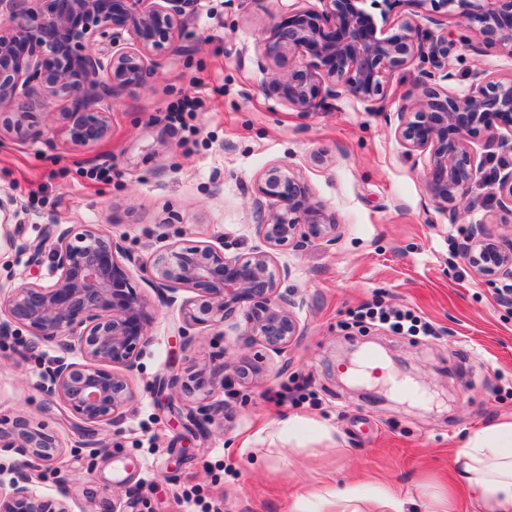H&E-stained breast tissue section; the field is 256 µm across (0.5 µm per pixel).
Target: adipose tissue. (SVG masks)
Segmentation results:
<instances>
[{
	"instance_id": "adipose-tissue-1",
	"label": "adipose tissue",
	"mask_w": 512,
	"mask_h": 512,
	"mask_svg": "<svg viewBox=\"0 0 512 512\" xmlns=\"http://www.w3.org/2000/svg\"><path fill=\"white\" fill-rule=\"evenodd\" d=\"M458 454L464 460L461 476L479 512H512V422L485 427L467 437ZM407 497L389 487L364 494L348 486L309 493L294 512L316 505L319 512H405Z\"/></svg>"
}]
</instances>
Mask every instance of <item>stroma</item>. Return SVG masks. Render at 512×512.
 <instances>
[{
    "mask_svg": "<svg viewBox=\"0 0 512 512\" xmlns=\"http://www.w3.org/2000/svg\"><path fill=\"white\" fill-rule=\"evenodd\" d=\"M281 10L280 0H196L177 50L154 58L149 83L112 97V131L98 143L0 132V196L15 201L0 224V289L48 280L49 253L34 264L31 249L75 224L125 236L144 259L179 244L232 254L260 247L252 201L274 163L299 171L342 226L336 246L276 256L301 329L285 352L235 347L225 327L195 328L184 349L179 304L198 293L181 289L129 375L135 400L103 428L76 431L43 391L56 348L31 347L24 329L0 340V418L25 414L62 441V459L35 486L54 496L69 484L71 512H91L86 487L138 497L140 512H292L327 475L338 487L411 492L427 483L453 495L458 512H473L455 479L456 452L472 431L512 420V300L475 278L457 248L478 221L507 235L491 186L474 187L478 206L455 224L428 205L427 158L395 136L397 111L421 93L417 63L392 74L380 111L344 96L298 112L269 95L273 74L256 56ZM466 28L454 13L436 28L454 41L442 91L467 90L479 66L512 74L511 57L475 53L474 35L461 41ZM187 97L194 111L169 121ZM320 152L328 164L314 163ZM366 306L412 310L435 333L357 322ZM230 352L261 361L264 377L215 393L222 429L177 422L159 383ZM368 353L385 376L363 371ZM101 439L108 447L98 454Z\"/></svg>",
    "mask_w": 512,
    "mask_h": 512,
    "instance_id": "35a3bbf8",
    "label": "stroma"
}]
</instances>
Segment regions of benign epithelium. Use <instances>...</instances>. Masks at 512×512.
Masks as SVG:
<instances>
[{
  "instance_id": "obj_1",
  "label": "benign epithelium",
  "mask_w": 512,
  "mask_h": 512,
  "mask_svg": "<svg viewBox=\"0 0 512 512\" xmlns=\"http://www.w3.org/2000/svg\"><path fill=\"white\" fill-rule=\"evenodd\" d=\"M0 0V127L22 141L47 132L42 115L51 100L63 101L56 120L76 147L108 137L111 112L99 104L118 91L142 87L152 77V57L175 49L193 0ZM294 0L288 16L271 26L257 65L267 68L286 57H303L275 77L268 91L297 112H317L347 94L372 110L383 108L389 76L408 62L421 63L423 93L396 113L395 133L408 152L427 156L425 193L435 209L455 224L475 208L473 186L487 159L472 147L484 138L512 144V74L486 68L472 74L463 94L441 93L429 81L448 71V39L410 18L404 34L383 36L358 3L318 0L305 7ZM457 13L476 31L479 45L512 58V0H414ZM494 187L500 223H512V163L501 159L487 179ZM254 230L264 248L227 254L211 245L169 247L147 265L122 237L104 235L94 224L58 232L51 248L53 280L23 282L0 289V335L26 328L52 343L64 356L48 370L46 391L81 422L92 427L121 417L134 398L126 372L137 367L151 343L149 329L157 308L130 285L131 268L148 275L160 301L176 302L181 288L201 298L181 305L184 347L187 329L233 322L237 341L281 353L300 334L295 295L282 289L288 269L274 265V252L334 246L341 236L335 213L316 198L299 174L273 164L262 174L253 200ZM459 249L470 271L494 287L512 282V242L505 244L479 222L469 225ZM79 354L83 362L67 355ZM264 368L233 358L209 369H190L175 378L189 397L192 420L212 419L222 405L218 390L257 381ZM63 448L43 424L25 416L0 418V453H13V477L0 482V512H69V492L40 494L32 476L57 461Z\"/></svg>"
}]
</instances>
